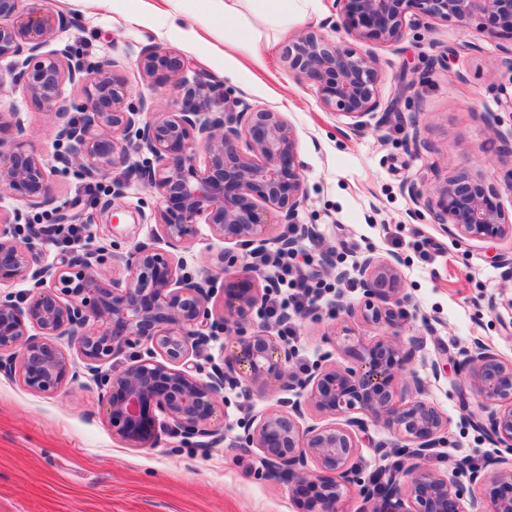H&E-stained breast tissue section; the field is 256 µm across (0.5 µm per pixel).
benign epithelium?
<instances>
[{"mask_svg": "<svg viewBox=\"0 0 512 512\" xmlns=\"http://www.w3.org/2000/svg\"><path fill=\"white\" fill-rule=\"evenodd\" d=\"M347 22L369 39L390 42L401 35L406 10L430 19H463L480 10L495 33L512 40V0H341ZM46 0H0V60L23 81L31 99L55 117V142L68 152L77 172L114 169L126 160L127 146L148 153L139 169L142 183L155 191V213L162 236L177 249L206 224L222 240L282 249L295 242L270 234L292 224L305 198L297 160L296 133L280 113L253 109L224 98V111L212 112L202 89L188 82L184 61L157 49L138 62L148 76L161 75L181 96L180 109L156 112L141 99L127 102V86L88 62L68 45L44 48L69 27ZM283 59L295 74L317 87L322 104L353 120L381 106L374 57L335 46L314 31L288 45ZM89 83L86 101L68 117L65 83ZM51 178L41 160L19 143L0 138V195L30 204L51 200ZM416 202L433 214L448 234L470 241L512 236L500 198L491 185L468 176L448 180L436 200L410 188ZM20 212L0 214V287L27 286L18 300L0 298V371L19 374L32 390L51 394L75 376L74 360L58 341L76 349L101 389L99 403L112 432L130 448H155L168 433L213 444L221 438L224 382L249 390L279 393L276 407L252 416L239 437L242 448H256L276 478L288 484L299 512H344L342 490L359 487L362 512H468L475 505L479 471L468 483L434 472L429 459L448 442V420L431 403L407 397L396 381L415 357L417 345L401 340L407 320L400 261L366 255L359 262L363 303L340 301V348L349 366L317 367L304 377L288 369L295 355L283 338L256 322L264 294L251 271L224 253L218 263L187 270L152 244L140 243L125 259L126 275L106 280L104 254L95 258L63 255L47 267L30 242L33 228ZM385 330L365 340L349 325L354 320ZM107 329H97L99 322ZM231 346L207 378L193 357L217 331ZM145 345L150 357L110 372L98 364L128 347ZM459 376L481 402L485 416L474 422L501 448L498 485L488 491L489 512H512V360L478 341L463 352ZM299 391L305 403L345 422L303 426L302 404L286 398ZM359 416L352 417L350 413ZM379 424L401 442L399 460L388 474L362 477L353 458L355 430ZM317 472L307 474L308 460Z\"/></svg>", "mask_w": 512, "mask_h": 512, "instance_id": "obj_1", "label": "benign epithelium"}]
</instances>
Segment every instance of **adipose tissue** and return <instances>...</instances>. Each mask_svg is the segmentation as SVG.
<instances>
[{"instance_id": "1", "label": "adipose tissue", "mask_w": 512, "mask_h": 512, "mask_svg": "<svg viewBox=\"0 0 512 512\" xmlns=\"http://www.w3.org/2000/svg\"><path fill=\"white\" fill-rule=\"evenodd\" d=\"M211 8L224 16V28L231 45L242 50L257 48L254 30L242 27L245 11H252L265 22L281 27L303 20L305 8L302 0H208Z\"/></svg>"}]
</instances>
